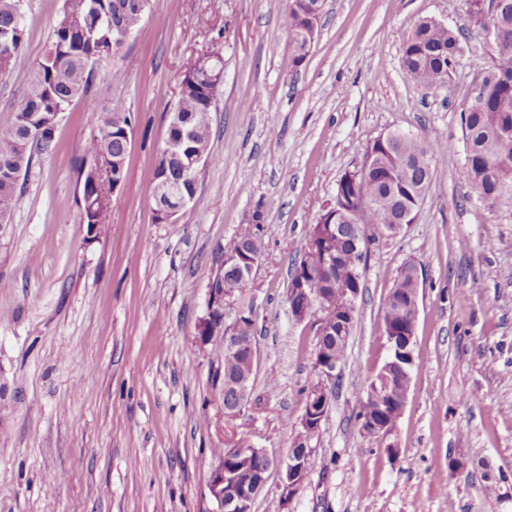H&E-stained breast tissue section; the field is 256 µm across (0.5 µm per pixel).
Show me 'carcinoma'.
I'll list each match as a JSON object with an SVG mask.
<instances>
[{
    "label": "carcinoma",
    "instance_id": "obj_1",
    "mask_svg": "<svg viewBox=\"0 0 512 512\" xmlns=\"http://www.w3.org/2000/svg\"><path fill=\"white\" fill-rule=\"evenodd\" d=\"M21 0H0V75L13 69L25 59L27 28L20 11ZM498 16L501 38L492 43L490 69L497 74L486 96L472 101L462 110L461 121L467 143V157L460 171L462 181L473 187L480 197L493 205L507 194L512 195V183L499 180L500 169H512V0H502ZM323 0H288V18L293 35L294 62L301 63L308 54L307 34L310 17L322 10ZM145 18L142 0H63L58 21L53 28L51 43L31 77L30 91L13 113V118L0 126V224L11 213L17 198L21 174L28 170L36 155H49L54 150L52 120L77 102H84L87 122L91 128L79 159L77 176L81 182V210L86 213V224L95 228L107 223L111 202L101 198L112 193L114 183L125 178V168L113 166L110 176L94 182L83 174L87 161L101 158L107 163L123 160L126 155L124 128L129 126L128 111L120 101L106 106L90 96L97 69L117 58L122 47L118 28L134 32L140 30ZM460 51L458 34L428 21L418 23L403 43V68L406 76L416 84L432 88L449 77ZM216 61L193 57L184 65V74L178 84L176 104L185 116L186 127L193 132L194 146L212 158L210 150L212 99L216 82L212 74ZM122 123H117V120ZM441 147L414 135L399 131L389 132L375 139L367 147L371 157L369 166L354 174L355 180L342 187L346 203L356 207V201L369 203L367 224L388 228L405 224L408 215L423 200L425 191L436 171ZM171 184L188 196L196 195L192 181L186 179L183 167L165 152L158 154L152 182L147 195L160 205L163 187ZM345 213L335 215L324 211L310 227L305 246L297 263L310 270L312 287L321 288L327 282L323 269V252L349 254L354 249L352 239L341 234H328L322 228V219L343 223ZM237 243L251 252L263 251L261 226L244 225ZM419 288L412 281L407 266L399 270L393 286L385 298L383 314L400 309V319L406 321L413 313L407 292ZM224 289L234 298L242 296L243 285L238 272L224 269ZM242 349L234 356L224 355V376L248 379L254 383L257 367L249 356L250 344L257 341L255 330L240 332ZM348 341L335 343L324 340L322 351H327L343 364Z\"/></svg>",
    "mask_w": 512,
    "mask_h": 512
}]
</instances>
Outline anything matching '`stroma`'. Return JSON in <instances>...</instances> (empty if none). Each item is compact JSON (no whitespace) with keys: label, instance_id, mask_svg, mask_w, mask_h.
<instances>
[{"label":"stroma","instance_id":"obj_1","mask_svg":"<svg viewBox=\"0 0 512 512\" xmlns=\"http://www.w3.org/2000/svg\"><path fill=\"white\" fill-rule=\"evenodd\" d=\"M62 0H22L26 60L0 76V124L25 97ZM467 0H325L307 58L283 0H151V14L93 97L132 116L124 184L100 231L83 224L76 165L83 103L61 114L52 154L22 175L0 228V512H210L211 451L233 433L286 456L315 380L314 318L286 299L291 261L377 137L400 130L443 151L410 224L369 228L347 358L310 472L288 505L270 474L254 512H512V197L481 201L459 178L460 113L491 63ZM465 26L444 84L406 77L420 21ZM214 50L224 79L212 114L214 163L196 195L158 222L146 188L184 63ZM262 212L253 301L258 369L235 421L224 368L199 345L208 284L242 225ZM418 270L412 381L389 439L361 432L367 385L387 357L383 302L400 267ZM464 455L468 467L448 462ZM59 475L46 490L48 475Z\"/></svg>","mask_w":512,"mask_h":512}]
</instances>
